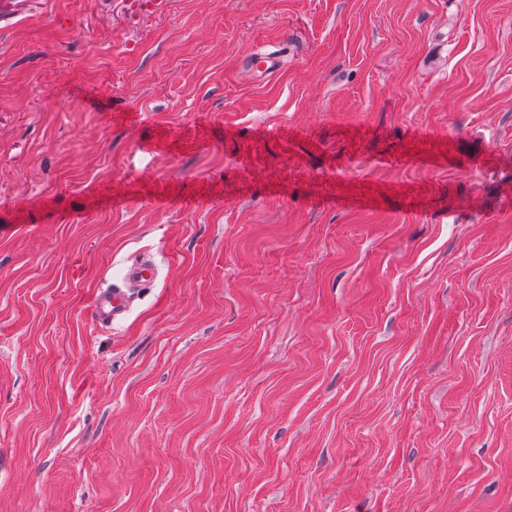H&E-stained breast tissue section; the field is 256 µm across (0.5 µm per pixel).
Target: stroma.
I'll list each match as a JSON object with an SVG mask.
<instances>
[{
    "instance_id": "obj_1",
    "label": "stroma",
    "mask_w": 512,
    "mask_h": 512,
    "mask_svg": "<svg viewBox=\"0 0 512 512\" xmlns=\"http://www.w3.org/2000/svg\"><path fill=\"white\" fill-rule=\"evenodd\" d=\"M118 4L0 28V512H512V0ZM121 4L126 13L131 17L163 13L169 7L168 0H123ZM158 274V267L151 259H141L125 267L123 280L125 283L135 286L152 283ZM130 296L120 288L98 290L92 303V319L99 326H111L129 311Z\"/></svg>"
}]
</instances>
